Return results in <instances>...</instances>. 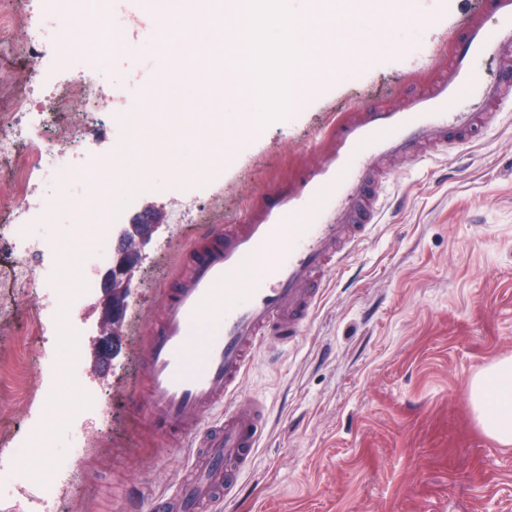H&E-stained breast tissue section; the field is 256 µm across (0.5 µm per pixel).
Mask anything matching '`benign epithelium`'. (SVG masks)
I'll return each instance as SVG.
<instances>
[{
    "label": "benign epithelium",
    "instance_id": "benign-epithelium-1",
    "mask_svg": "<svg viewBox=\"0 0 512 512\" xmlns=\"http://www.w3.org/2000/svg\"><path fill=\"white\" fill-rule=\"evenodd\" d=\"M161 220L162 213L159 210L146 207L135 214L128 223L118 224L112 229V237L115 238L112 264L100 277L101 332L93 341L96 367L120 353V339L123 336L125 314L128 299L132 294L135 273L141 264L143 251Z\"/></svg>",
    "mask_w": 512,
    "mask_h": 512
}]
</instances>
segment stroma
<instances>
[{
  "instance_id": "35a3bbf8",
  "label": "stroma",
  "mask_w": 512,
  "mask_h": 512,
  "mask_svg": "<svg viewBox=\"0 0 512 512\" xmlns=\"http://www.w3.org/2000/svg\"><path fill=\"white\" fill-rule=\"evenodd\" d=\"M481 0H427L429 21L399 29V46L367 66L323 63L314 93L281 112L268 99L224 96L225 157L216 172L199 164L206 133L191 126L137 129L122 142L107 122L83 112L62 115L83 125L100 153L122 152L112 179L123 194L117 223L143 207L163 212L136 273L119 355L92 367L99 332L97 296L77 311L82 373L72 381L57 362L69 343L56 307L35 309L10 279L11 254L0 248V482L9 450L33 427L46 445L33 449L13 495L38 500L45 466L70 459L60 486L61 512H121L117 494L136 484L147 494L172 492L185 477L186 453L150 442L134 452L129 394L144 371L143 328L178 253L203 225L240 218L255 190L307 162L331 115L358 102L399 103L409 88L433 81L452 36ZM23 0H0V115L21 94L31 64L23 53ZM428 50L410 54L406 42ZM250 126L237 127L240 107ZM166 148L167 178L149 179L139 154ZM388 190L403 209L386 216L371 241L356 248L350 271L331 274L311 323L276 360L258 351L244 387L263 407L266 434L241 476L232 512H512V445L480 428L468 398L470 380L499 359L512 358V122L480 143L438 154L433 166L398 164ZM55 251L33 259L54 265L63 288L85 275L84 242L59 217L46 230ZM102 396V420L88 424L86 446L70 456L62 433L77 391Z\"/></svg>"
}]
</instances>
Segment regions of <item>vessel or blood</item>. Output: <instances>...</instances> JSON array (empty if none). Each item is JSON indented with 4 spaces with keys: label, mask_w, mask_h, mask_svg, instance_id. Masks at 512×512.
Instances as JSON below:
<instances>
[{
    "label": "vessel or blood",
    "mask_w": 512,
    "mask_h": 512,
    "mask_svg": "<svg viewBox=\"0 0 512 512\" xmlns=\"http://www.w3.org/2000/svg\"><path fill=\"white\" fill-rule=\"evenodd\" d=\"M447 69L392 107L356 103L286 182L261 190L237 224H209L184 250L187 273L159 291L145 325V371L130 393L135 434L195 462L168 496L127 494L125 512H205L232 503L233 478L265 432L243 387L259 349L298 341L327 277L381 224L392 164L425 163L478 141L512 110V0H484L453 38ZM494 77L478 69L486 58Z\"/></svg>",
    "instance_id": "1"
}]
</instances>
